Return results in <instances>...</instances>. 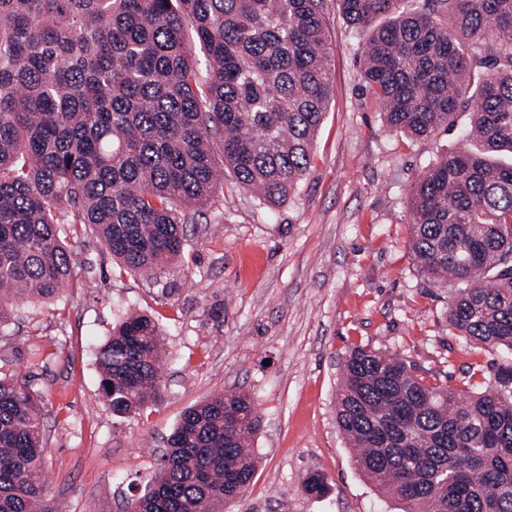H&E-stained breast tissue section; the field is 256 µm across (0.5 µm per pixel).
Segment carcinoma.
Returning a JSON list of instances; mask_svg holds the SVG:
<instances>
[{
    "instance_id": "carcinoma-1",
    "label": "carcinoma",
    "mask_w": 512,
    "mask_h": 512,
    "mask_svg": "<svg viewBox=\"0 0 512 512\" xmlns=\"http://www.w3.org/2000/svg\"><path fill=\"white\" fill-rule=\"evenodd\" d=\"M340 6L367 34L363 76L390 130L423 138L470 114L468 144L413 187L408 247L431 282L465 284L457 335L512 352V0ZM329 57L321 0H0V326L17 297L71 280L64 233L90 228L156 280L219 173L285 201L333 98ZM163 355L156 322L125 317L99 350L104 405L157 400ZM413 371L363 347L345 359L336 423L357 469L400 512H512V361L474 395ZM260 429L243 390L190 407L127 512H220L252 482ZM44 448L37 397L0 378V512H57ZM302 490L329 484L311 473Z\"/></svg>"
}]
</instances>
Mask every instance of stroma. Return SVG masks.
I'll use <instances>...</instances> for the list:
<instances>
[{
    "mask_svg": "<svg viewBox=\"0 0 512 512\" xmlns=\"http://www.w3.org/2000/svg\"><path fill=\"white\" fill-rule=\"evenodd\" d=\"M322 16L334 96L288 200L265 204L225 178L157 280L125 272L92 233L67 238L73 284L20 301L0 329V376L25 379L40 400L48 493L63 512H125L184 411L236 389L252 394L262 426L256 474L228 512H399L336 425L343 358L364 346L399 355L429 384L493 385L503 353L455 335L450 289L433 286L407 246L411 188L470 117L423 139L389 132L338 0H323ZM131 311L153 316L165 339L162 392L117 417L101 399L97 350ZM311 472L327 495L303 492Z\"/></svg>",
    "mask_w": 512,
    "mask_h": 512,
    "instance_id": "obj_1",
    "label": "stroma"
}]
</instances>
